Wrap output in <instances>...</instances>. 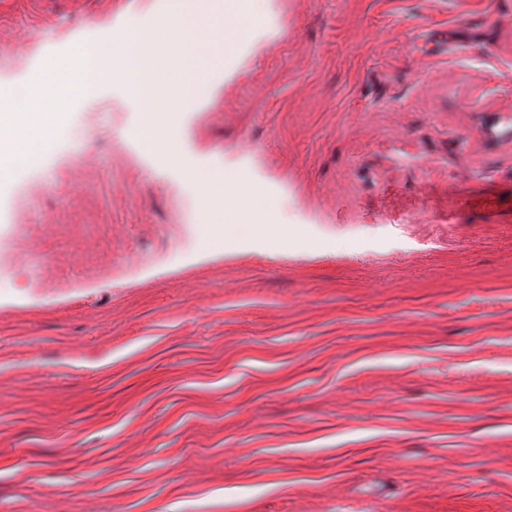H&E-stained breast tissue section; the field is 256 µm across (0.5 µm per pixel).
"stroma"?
<instances>
[{
	"instance_id": "obj_1",
	"label": "stroma",
	"mask_w": 512,
	"mask_h": 512,
	"mask_svg": "<svg viewBox=\"0 0 512 512\" xmlns=\"http://www.w3.org/2000/svg\"><path fill=\"white\" fill-rule=\"evenodd\" d=\"M164 0H0V87ZM182 115L112 85L0 186V512H512V0H270Z\"/></svg>"
}]
</instances>
